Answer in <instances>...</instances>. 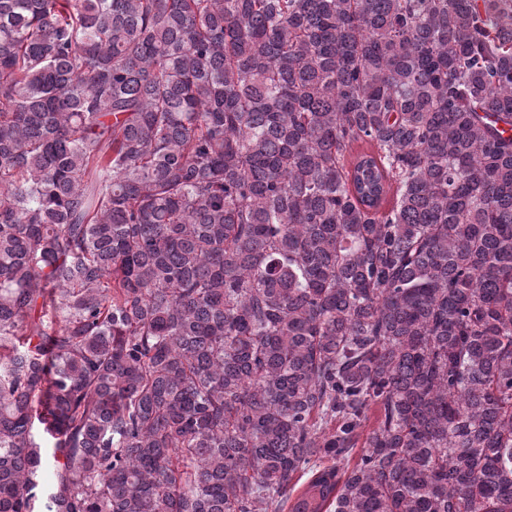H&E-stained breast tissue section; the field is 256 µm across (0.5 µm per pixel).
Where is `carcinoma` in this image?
Instances as JSON below:
<instances>
[{
  "label": "carcinoma",
  "instance_id": "obj_1",
  "mask_svg": "<svg viewBox=\"0 0 512 512\" xmlns=\"http://www.w3.org/2000/svg\"><path fill=\"white\" fill-rule=\"evenodd\" d=\"M50 465L512 512V0H0V512Z\"/></svg>",
  "mask_w": 512,
  "mask_h": 512
}]
</instances>
